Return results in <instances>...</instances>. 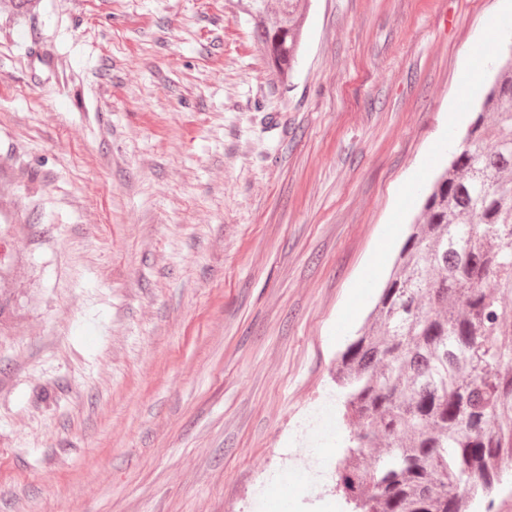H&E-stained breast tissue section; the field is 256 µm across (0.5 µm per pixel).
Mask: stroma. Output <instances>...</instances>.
<instances>
[{
	"label": "stroma",
	"mask_w": 512,
	"mask_h": 512,
	"mask_svg": "<svg viewBox=\"0 0 512 512\" xmlns=\"http://www.w3.org/2000/svg\"><path fill=\"white\" fill-rule=\"evenodd\" d=\"M502 0H0V512H345L336 364ZM282 19L272 27L263 26L259 38L279 73L292 69L299 48V29L294 20L299 0H277Z\"/></svg>",
	"instance_id": "stroma-1"
}]
</instances>
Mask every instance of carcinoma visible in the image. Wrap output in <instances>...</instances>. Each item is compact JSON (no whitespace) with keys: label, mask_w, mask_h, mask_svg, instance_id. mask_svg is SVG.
<instances>
[{"label":"carcinoma","mask_w":512,"mask_h":512,"mask_svg":"<svg viewBox=\"0 0 512 512\" xmlns=\"http://www.w3.org/2000/svg\"><path fill=\"white\" fill-rule=\"evenodd\" d=\"M259 38L277 71L299 0ZM336 365L349 512H468L512 464V43Z\"/></svg>","instance_id":"carcinoma-1"}]
</instances>
